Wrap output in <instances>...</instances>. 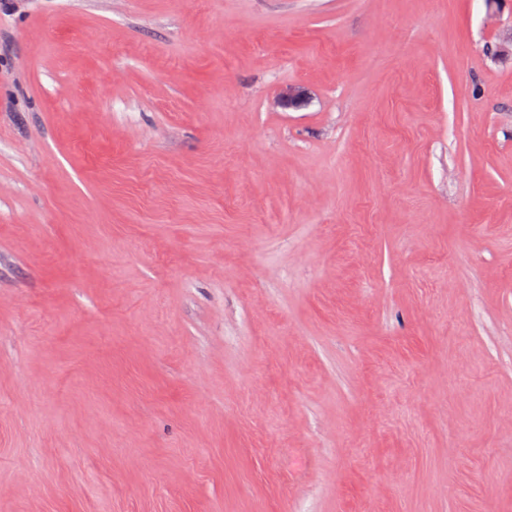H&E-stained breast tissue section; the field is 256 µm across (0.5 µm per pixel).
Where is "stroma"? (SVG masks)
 Returning <instances> with one entry per match:
<instances>
[{"label": "stroma", "mask_w": 512, "mask_h": 512, "mask_svg": "<svg viewBox=\"0 0 512 512\" xmlns=\"http://www.w3.org/2000/svg\"><path fill=\"white\" fill-rule=\"evenodd\" d=\"M0 41V512H512V0Z\"/></svg>", "instance_id": "stroma-1"}]
</instances>
